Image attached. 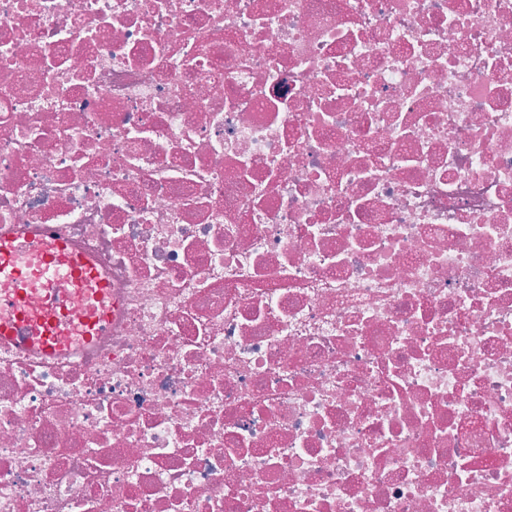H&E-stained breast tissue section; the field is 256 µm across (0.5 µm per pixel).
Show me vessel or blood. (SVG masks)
I'll return each instance as SVG.
<instances>
[{
  "mask_svg": "<svg viewBox=\"0 0 512 512\" xmlns=\"http://www.w3.org/2000/svg\"><path fill=\"white\" fill-rule=\"evenodd\" d=\"M32 248L40 256V279L45 290L44 312L34 317L27 313L23 300L31 283V277L17 262L20 250ZM64 278L73 287H83L94 281L98 288H107L104 276L92 267L90 258L67 247L62 239L42 235L31 239L22 234L0 227V282L9 290L0 295V310L11 313L9 321L0 323V341L9 342L25 349L37 346L44 357L57 354L56 338L60 329L69 322L71 307L67 295L54 289L57 279Z\"/></svg>",
  "mask_w": 512,
  "mask_h": 512,
  "instance_id": "vessel-or-blood-1",
  "label": "vessel or blood"
}]
</instances>
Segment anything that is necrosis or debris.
<instances>
[{"label":"necrosis or debris","mask_w":512,"mask_h":512,"mask_svg":"<svg viewBox=\"0 0 512 512\" xmlns=\"http://www.w3.org/2000/svg\"><path fill=\"white\" fill-rule=\"evenodd\" d=\"M1 225L0 512H512V0H0ZM25 248L37 250L40 256V279L46 290L44 312L39 317L28 314L23 305L31 277L18 264L17 253ZM59 278L69 280L74 288H82L89 280H93L97 288H108L105 277L93 269L90 258L67 247L62 239L43 234L33 240L0 227V282L12 288L9 293L0 295V310L13 317L0 324L1 342H10L21 349L34 344L44 357L56 356V336L71 319L68 315L70 298L53 289Z\"/></svg>","instance_id":"4bbe7bcc"}]
</instances>
